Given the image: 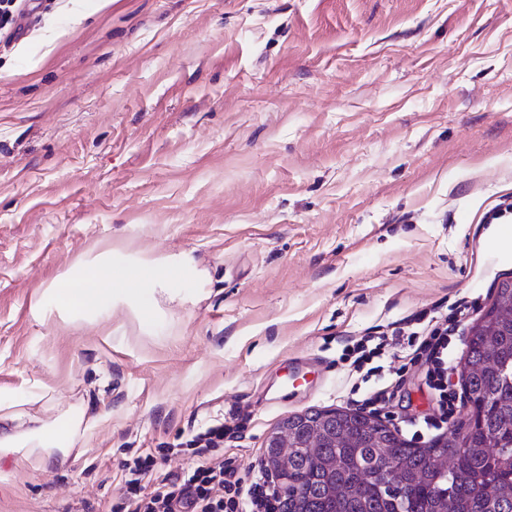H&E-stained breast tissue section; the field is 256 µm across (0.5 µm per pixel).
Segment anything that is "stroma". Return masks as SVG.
Masks as SVG:
<instances>
[{"label":"stroma","instance_id":"stroma-1","mask_svg":"<svg viewBox=\"0 0 512 512\" xmlns=\"http://www.w3.org/2000/svg\"><path fill=\"white\" fill-rule=\"evenodd\" d=\"M0 34V395L24 432L84 416L67 455L0 458V512H108L122 462L243 424L271 434L364 393L348 345L512 278V0H44ZM191 253L206 278L141 327L44 322L83 254ZM111 338H103V331ZM433 411L407 373L385 423Z\"/></svg>","mask_w":512,"mask_h":512}]
</instances>
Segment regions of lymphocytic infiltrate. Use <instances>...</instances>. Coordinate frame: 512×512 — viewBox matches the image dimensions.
Listing matches in <instances>:
<instances>
[{"mask_svg": "<svg viewBox=\"0 0 512 512\" xmlns=\"http://www.w3.org/2000/svg\"><path fill=\"white\" fill-rule=\"evenodd\" d=\"M469 306L463 298L449 314L426 318L416 315L391 335L372 337L367 344L357 343L361 361L389 358L393 375L392 381L367 392L362 406L390 408L397 391L396 378L422 363L428 367L429 387L438 407L437 416L425 419V427L439 431L447 426L455 412L454 399L448 394V335L455 332ZM223 437L219 428L202 435V445L194 451V467L181 475L162 469L153 455L138 457L129 469L124 512H281L283 501L274 483L260 474L240 476L232 459L212 455V448Z\"/></svg>", "mask_w": 512, "mask_h": 512, "instance_id": "obj_1", "label": "lymphocytic infiltrate"}]
</instances>
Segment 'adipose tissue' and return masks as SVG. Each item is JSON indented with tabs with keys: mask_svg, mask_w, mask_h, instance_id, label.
Returning <instances> with one entry per match:
<instances>
[{
	"mask_svg": "<svg viewBox=\"0 0 512 512\" xmlns=\"http://www.w3.org/2000/svg\"><path fill=\"white\" fill-rule=\"evenodd\" d=\"M193 257L187 253L124 256L102 248L86 253L74 266L32 300V312L43 320L69 324H97L122 308L140 325L154 324L161 314L160 297L175 299L183 285L201 279ZM75 435L68 422L39 428L30 435L0 436V457L27 454L28 444L66 450Z\"/></svg>",
	"mask_w": 512,
	"mask_h": 512,
	"instance_id": "1",
	"label": "adipose tissue"
}]
</instances>
